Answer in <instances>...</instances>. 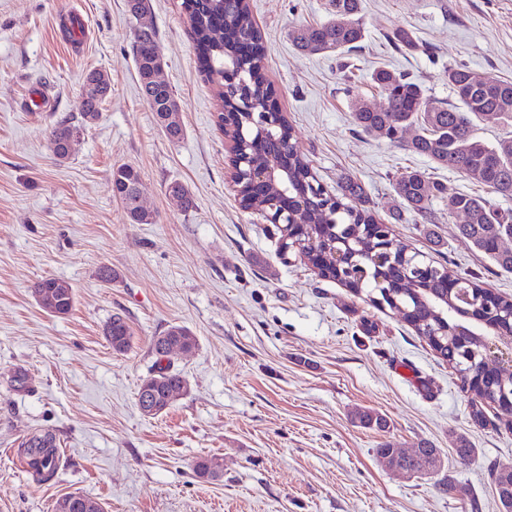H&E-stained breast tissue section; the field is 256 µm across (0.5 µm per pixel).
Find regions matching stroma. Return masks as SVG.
Listing matches in <instances>:
<instances>
[{"label":"stroma","mask_w":512,"mask_h":512,"mask_svg":"<svg viewBox=\"0 0 512 512\" xmlns=\"http://www.w3.org/2000/svg\"><path fill=\"white\" fill-rule=\"evenodd\" d=\"M181 0H151L160 77L181 107L182 139L169 141L140 94L125 0H0V512H53L80 493L107 512H499L491 467L512 465V415L483 406L396 311L283 260L281 233L243 208L228 177L216 84L199 71ZM326 0H249L265 73L299 150L329 194L359 182L379 222L421 261L446 265L512 297L498 269L458 233L466 218L433 199L408 209L393 183L414 169L448 193L491 194L466 173L356 131L350 105L385 100L372 82L384 67L420 83L431 101L455 103L448 71L512 81V0H364L365 38L348 55L305 54L288 37L325 21ZM414 45L393 47L396 30ZM111 92L73 155L56 160L51 127L78 112L85 74ZM138 169L150 224L129 223L112 196L114 167ZM183 183L185 212L165 190ZM114 273L102 282L101 267ZM53 277L75 291L53 316L33 297ZM126 317L132 341L112 350L104 329ZM190 329L197 346L167 363L187 389L147 416L137 393L156 357L153 336ZM385 429L355 423L357 410ZM56 437L59 463L39 481L19 463L21 443ZM467 437L474 461L452 455ZM407 453L439 448L427 477L382 466L381 443ZM218 458L222 475L198 477ZM458 484L448 497L438 482Z\"/></svg>","instance_id":"stroma-1"}]
</instances>
